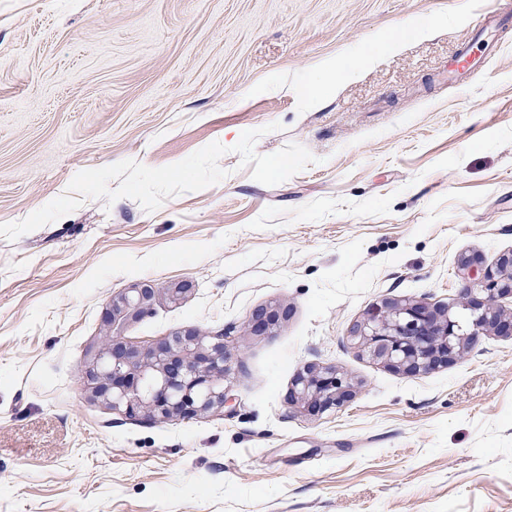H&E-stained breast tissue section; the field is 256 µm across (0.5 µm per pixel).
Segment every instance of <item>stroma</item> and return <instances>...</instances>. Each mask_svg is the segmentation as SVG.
<instances>
[{
	"label": "stroma",
	"mask_w": 512,
	"mask_h": 512,
	"mask_svg": "<svg viewBox=\"0 0 512 512\" xmlns=\"http://www.w3.org/2000/svg\"><path fill=\"white\" fill-rule=\"evenodd\" d=\"M511 15L0 0V512H512V339L406 376L350 338L371 305L456 301L463 256L512 249ZM467 47L479 66L445 81ZM140 281L157 295L128 340L231 329L223 412L154 423L85 390L107 305ZM278 302L272 335L243 333ZM310 362L355 398L289 404Z\"/></svg>",
	"instance_id": "1"
}]
</instances>
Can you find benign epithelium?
I'll use <instances>...</instances> for the list:
<instances>
[{"label": "benign epithelium", "mask_w": 512, "mask_h": 512, "mask_svg": "<svg viewBox=\"0 0 512 512\" xmlns=\"http://www.w3.org/2000/svg\"><path fill=\"white\" fill-rule=\"evenodd\" d=\"M156 294L151 284L140 282L112 296L103 314L102 345L89 353L85 386L113 410L152 422L223 411L224 381L234 359L230 330L184 328L146 347L126 339V327L151 310ZM507 298L512 299V250L500 253L485 266L481 279L461 288L459 303L470 316L469 329L458 325L445 304L386 299L368 309L350 337L395 372L426 373L455 363L484 335L512 338V313L502 306ZM289 313L281 303L259 307L245 332L270 336ZM355 395L352 378L332 365L309 363L293 378L288 403L322 414Z\"/></svg>", "instance_id": "benign-epithelium-1"}]
</instances>
